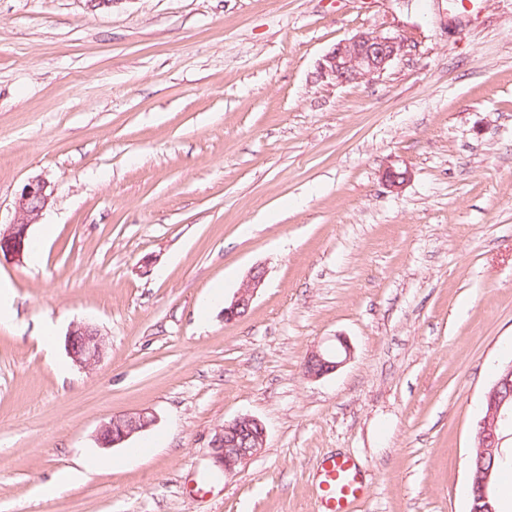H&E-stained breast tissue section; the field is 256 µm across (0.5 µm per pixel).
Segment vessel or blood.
<instances>
[{
	"mask_svg": "<svg viewBox=\"0 0 512 512\" xmlns=\"http://www.w3.org/2000/svg\"><path fill=\"white\" fill-rule=\"evenodd\" d=\"M320 512H351L363 493V481L355 463L345 458H328L319 481Z\"/></svg>",
	"mask_w": 512,
	"mask_h": 512,
	"instance_id": "obj_1",
	"label": "vessel or blood"
}]
</instances>
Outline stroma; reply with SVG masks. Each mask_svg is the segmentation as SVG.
<instances>
[{
    "mask_svg": "<svg viewBox=\"0 0 512 512\" xmlns=\"http://www.w3.org/2000/svg\"><path fill=\"white\" fill-rule=\"evenodd\" d=\"M362 32L407 50L318 80ZM34 178L43 257L0 263V512H317L330 456L365 478L355 512H470L512 361V0H0V224ZM85 320L106 340L88 370L64 348ZM340 336L350 359L305 379ZM142 409L151 429L99 446ZM241 415L266 445L227 477L210 443ZM85 458L104 466L41 497ZM265 271L259 267L253 268L247 275L246 280L234 294L231 301L224 303V319L231 322L244 316L257 294V291L263 285ZM155 422V416L146 410L113 416L100 427L98 443L103 448L121 445L134 435L151 428Z\"/></svg>",
    "mask_w": 512,
    "mask_h": 512,
    "instance_id": "1",
    "label": "stroma"
}]
</instances>
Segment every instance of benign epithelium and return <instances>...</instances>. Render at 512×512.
Masks as SVG:
<instances>
[{"label": "benign epithelium", "instance_id": "benign-epithelium-1", "mask_svg": "<svg viewBox=\"0 0 512 512\" xmlns=\"http://www.w3.org/2000/svg\"><path fill=\"white\" fill-rule=\"evenodd\" d=\"M406 50L398 37L373 32L360 33L340 42L319 64L318 77L323 81L347 84L383 74L395 59ZM408 170L392 166L382 172L384 185L392 192L400 191L409 180ZM52 198L48 182L41 178L24 185L15 200L14 219L0 229V260L21 262L24 259L30 228L38 223ZM265 271L253 268L231 301L224 303V321L231 322L244 316L263 285ZM65 350L73 363L88 369L98 363L105 353V341L100 329L89 321L72 324L65 334ZM351 357L349 343L340 338L329 350L310 351L303 363V373L309 380H319L336 372ZM155 416L138 410L112 417L102 424L98 443L103 448L123 444L136 434L151 428ZM512 427V361L503 365L496 380L485 393L482 417L476 435L475 467L470 469L475 501L473 512H497L494 486V463L503 457L501 451L506 427ZM266 444L263 423L249 415L224 422L211 442L212 457L226 475L236 474L257 456Z\"/></svg>", "mask_w": 512, "mask_h": 512}]
</instances>
